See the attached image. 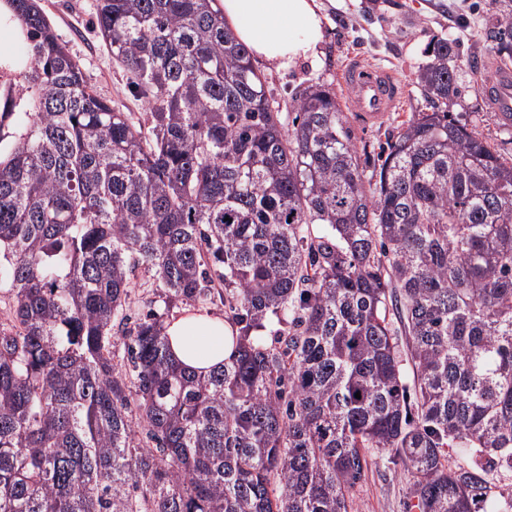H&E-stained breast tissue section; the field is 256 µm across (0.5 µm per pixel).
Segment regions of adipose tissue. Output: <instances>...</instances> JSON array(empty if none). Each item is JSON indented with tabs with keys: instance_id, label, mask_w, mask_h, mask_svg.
Listing matches in <instances>:
<instances>
[{
	"instance_id": "adipose-tissue-1",
	"label": "adipose tissue",
	"mask_w": 512,
	"mask_h": 512,
	"mask_svg": "<svg viewBox=\"0 0 512 512\" xmlns=\"http://www.w3.org/2000/svg\"><path fill=\"white\" fill-rule=\"evenodd\" d=\"M220 8L234 37L266 67L319 63L328 21L323 0H220ZM165 334L174 359L202 375L223 366L234 351L231 327L200 309L166 322Z\"/></svg>"
}]
</instances>
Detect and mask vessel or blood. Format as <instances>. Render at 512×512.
<instances>
[{"label":"vessel or blood","mask_w":512,"mask_h":512,"mask_svg":"<svg viewBox=\"0 0 512 512\" xmlns=\"http://www.w3.org/2000/svg\"><path fill=\"white\" fill-rule=\"evenodd\" d=\"M341 80L351 93L352 111L358 112L364 124H380L389 113L399 111L402 105L404 88L388 69L352 59L343 64ZM481 92L499 119L512 121V71L494 74Z\"/></svg>","instance_id":"vessel-or-blood-1"}]
</instances>
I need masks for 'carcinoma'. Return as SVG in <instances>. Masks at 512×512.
Returning <instances> with one entry per match:
<instances>
[{
	"mask_svg": "<svg viewBox=\"0 0 512 512\" xmlns=\"http://www.w3.org/2000/svg\"><path fill=\"white\" fill-rule=\"evenodd\" d=\"M217 2L99 0L146 137L37 0H3L23 93L0 97V512H349L371 451L408 462L420 512H512L487 480L512 471V164L449 115L455 50L367 174L331 88L285 128ZM211 263L239 331L195 375L160 316L127 327L130 275L186 304Z\"/></svg>",
	"mask_w": 512,
	"mask_h": 512,
	"instance_id": "cac0c4a2",
	"label": "carcinoma"
}]
</instances>
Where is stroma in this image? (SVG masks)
<instances>
[{
  "label": "stroma",
  "instance_id": "stroma-1",
  "mask_svg": "<svg viewBox=\"0 0 512 512\" xmlns=\"http://www.w3.org/2000/svg\"><path fill=\"white\" fill-rule=\"evenodd\" d=\"M98 0H39V5L70 52L81 63L90 87L112 106L143 120L147 106L134 91L130 73L112 58L97 27ZM330 31L321 48V62L276 71L258 66L266 94L284 121L295 116L293 101L304 88L331 86L345 111L360 161L372 167L389 132L420 112L427 99L418 83L420 69L432 58L430 49L439 39L454 45L457 56L458 93L448 104L452 117L484 137L496 152L512 161V125L491 112L479 92L483 76L494 68H512V56L498 53L493 24L502 11H512V0H329ZM361 55L373 66L389 68L406 89L400 111L385 123L364 127L349 109V96L339 80V70L350 54ZM128 300L131 312L153 310L163 319L180 315L182 306H166L151 272L137 268ZM414 475L399 457L385 456L365 470L350 489V512H412Z\"/></svg>",
  "mask_w": 512,
  "mask_h": 512
}]
</instances>
